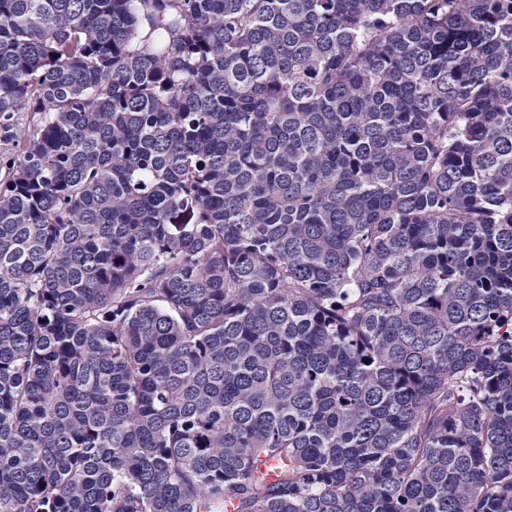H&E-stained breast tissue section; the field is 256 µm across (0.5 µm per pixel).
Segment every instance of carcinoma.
I'll list each match as a JSON object with an SVG mask.
<instances>
[{
	"instance_id": "carcinoma-1",
	"label": "carcinoma",
	"mask_w": 512,
	"mask_h": 512,
	"mask_svg": "<svg viewBox=\"0 0 512 512\" xmlns=\"http://www.w3.org/2000/svg\"><path fill=\"white\" fill-rule=\"evenodd\" d=\"M0 141V512H512V0H0Z\"/></svg>"
}]
</instances>
